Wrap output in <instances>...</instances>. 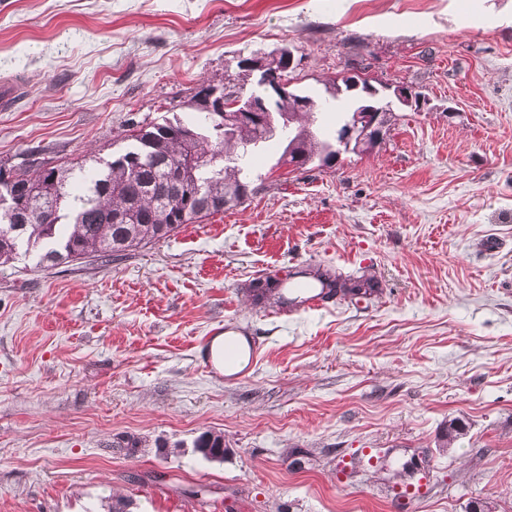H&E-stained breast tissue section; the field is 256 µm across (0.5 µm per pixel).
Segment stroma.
Masks as SVG:
<instances>
[{
	"mask_svg": "<svg viewBox=\"0 0 512 512\" xmlns=\"http://www.w3.org/2000/svg\"><path fill=\"white\" fill-rule=\"evenodd\" d=\"M283 46L315 100L355 73L427 103L331 168L269 147L246 202L112 263L0 265V512H512V0H0V167L111 158ZM319 266L379 291H246ZM229 325L261 356L208 375ZM262 280H265L266 282V285H267V288L264 289V291L262 292H257V287H256V283L262 281ZM271 280V277L270 276H267L266 278H256L254 279L253 281L250 282V284L248 285V292L249 294H251V297H252V300L254 301L255 304H261L267 300H270L272 297H275L274 300H276V303H281V304H287L288 303V299L285 298V296L283 295V293L281 292V282H279L278 280H276V284L271 286L269 284V281ZM250 288V289H249ZM194 448L205 458L221 460L224 458V436L216 432H204L196 439ZM201 448L210 449L209 451H204Z\"/></svg>",
	"mask_w": 512,
	"mask_h": 512,
	"instance_id": "stroma-1",
	"label": "stroma"
}]
</instances>
